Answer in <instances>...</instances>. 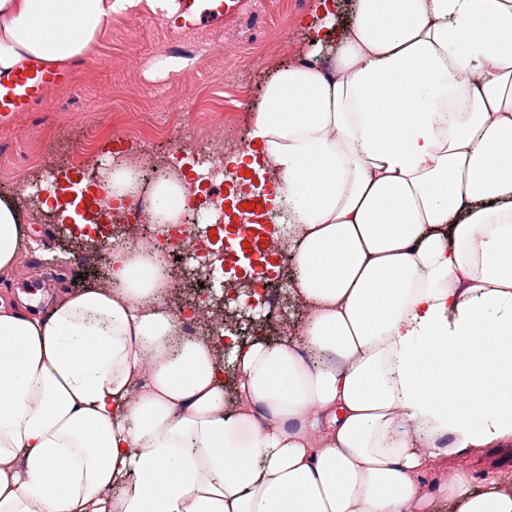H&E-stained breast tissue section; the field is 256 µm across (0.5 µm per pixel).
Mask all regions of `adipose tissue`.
<instances>
[{"label": "adipose tissue", "mask_w": 512, "mask_h": 512, "mask_svg": "<svg viewBox=\"0 0 512 512\" xmlns=\"http://www.w3.org/2000/svg\"><path fill=\"white\" fill-rule=\"evenodd\" d=\"M136 0H0V72ZM248 127L288 205L299 336L179 339L151 253L46 312L0 296V512H512L451 462L512 446V0H354ZM26 242L0 200V279ZM235 364L234 378L224 373Z\"/></svg>", "instance_id": "1"}]
</instances>
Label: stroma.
Segmentation results:
<instances>
[{
  "label": "stroma",
  "instance_id": "1",
  "mask_svg": "<svg viewBox=\"0 0 512 512\" xmlns=\"http://www.w3.org/2000/svg\"><path fill=\"white\" fill-rule=\"evenodd\" d=\"M315 0H245L241 14L223 25L187 35L180 48L165 49L168 78L142 70L141 48L163 24L158 11L141 0L142 21L131 26L128 13L113 14L91 52L64 63L68 83L52 88L48 104L0 124V150L27 145L36 163L0 179V198L15 201L28 228L27 246L38 261L27 271L30 294L47 308L56 291L73 288L79 274L99 275L95 261L65 251L66 241L99 236L82 227L83 209L42 219L40 199L58 194V173L73 178L75 193L93 188L91 174L114 152L142 151L175 157L189 178H201L206 192H227L224 176L210 177L203 152L190 151L208 115L223 113L246 128L260 105L266 83L297 62L302 50L331 52L330 40L312 45L325 19ZM473 487L498 477L512 484V448L489 449L457 459Z\"/></svg>",
  "mask_w": 512,
  "mask_h": 512
}]
</instances>
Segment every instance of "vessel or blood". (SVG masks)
<instances>
[{
  "label": "vessel or blood",
  "instance_id": "obj_1",
  "mask_svg": "<svg viewBox=\"0 0 512 512\" xmlns=\"http://www.w3.org/2000/svg\"><path fill=\"white\" fill-rule=\"evenodd\" d=\"M176 11L165 25L173 37L223 23L238 15L244 0H176ZM68 79L67 71L35 62L0 74V122L14 113L27 112L41 105L47 92Z\"/></svg>",
  "mask_w": 512,
  "mask_h": 512
}]
</instances>
